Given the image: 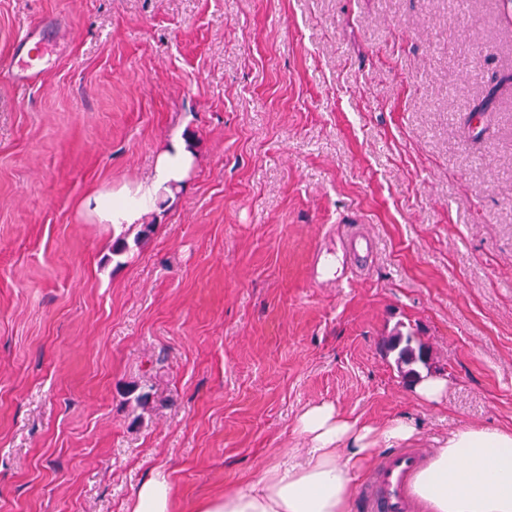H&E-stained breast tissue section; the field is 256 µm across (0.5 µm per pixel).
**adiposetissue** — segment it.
I'll list each match as a JSON object with an SVG mask.
<instances>
[{"mask_svg":"<svg viewBox=\"0 0 512 512\" xmlns=\"http://www.w3.org/2000/svg\"><path fill=\"white\" fill-rule=\"evenodd\" d=\"M195 160L186 139L159 151L149 178L93 195L100 221L126 228L172 198ZM298 429L306 448L274 458L250 482L197 501L192 512H351L358 480L380 446L415 439L411 423L376 428L334 405L305 410ZM425 512H512V427H461L431 449L411 484ZM132 512H175L168 474L156 471L135 489Z\"/></svg>","mask_w":512,"mask_h":512,"instance_id":"1","label":"adipose tissue"}]
</instances>
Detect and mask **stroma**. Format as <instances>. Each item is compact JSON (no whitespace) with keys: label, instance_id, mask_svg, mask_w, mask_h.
I'll return each mask as SVG.
<instances>
[{"label":"stroma","instance_id":"35a3bbf8","mask_svg":"<svg viewBox=\"0 0 512 512\" xmlns=\"http://www.w3.org/2000/svg\"><path fill=\"white\" fill-rule=\"evenodd\" d=\"M47 20L52 67L0 78V512H132L159 470L185 512L305 447L323 403L415 448L512 426L500 0H0V61ZM177 135L195 165L146 241L85 208ZM355 228L372 256L313 283ZM388 351L396 354L395 363L400 373L407 379L418 378L416 367H429V349L422 343H417L411 333L397 330L388 342ZM448 387V380L440 373L423 375L414 384L416 395L423 401H439Z\"/></svg>","mask_w":512,"mask_h":512}]
</instances>
